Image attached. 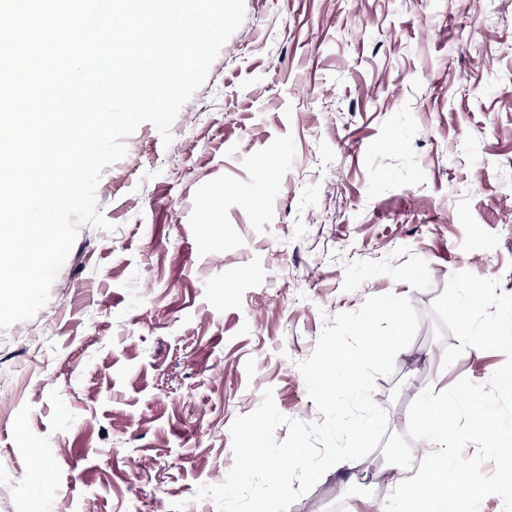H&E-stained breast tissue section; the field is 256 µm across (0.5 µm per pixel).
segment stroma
<instances>
[{
  "label": "stroma",
  "instance_id": "stroma-1",
  "mask_svg": "<svg viewBox=\"0 0 512 512\" xmlns=\"http://www.w3.org/2000/svg\"><path fill=\"white\" fill-rule=\"evenodd\" d=\"M181 108L104 168L46 305L0 330V512H218L230 426L272 389L319 420L298 369L327 320L373 296L419 316L373 399L489 381L498 351L444 366L432 304L469 271L512 293V0H244ZM43 479L32 482V467ZM358 469L321 497L368 512Z\"/></svg>",
  "mask_w": 512,
  "mask_h": 512
}]
</instances>
